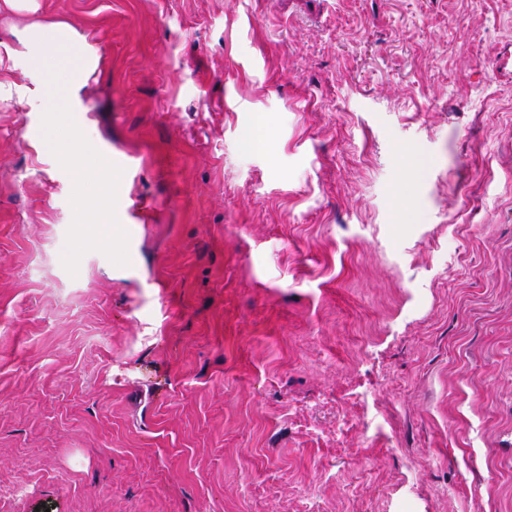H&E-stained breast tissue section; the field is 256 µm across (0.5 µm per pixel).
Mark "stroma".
Wrapping results in <instances>:
<instances>
[{
  "label": "stroma",
  "instance_id": "35a3bbf8",
  "mask_svg": "<svg viewBox=\"0 0 512 512\" xmlns=\"http://www.w3.org/2000/svg\"><path fill=\"white\" fill-rule=\"evenodd\" d=\"M38 4H0V512H512V0ZM47 20L124 267L61 263Z\"/></svg>",
  "mask_w": 512,
  "mask_h": 512
}]
</instances>
